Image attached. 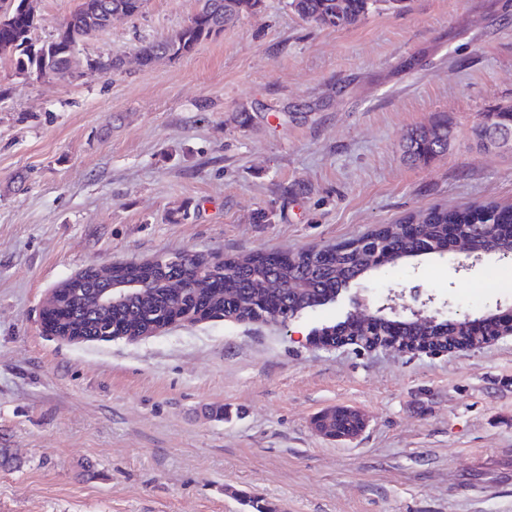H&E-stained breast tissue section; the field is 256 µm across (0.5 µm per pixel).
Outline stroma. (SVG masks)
Wrapping results in <instances>:
<instances>
[{
	"mask_svg": "<svg viewBox=\"0 0 512 512\" xmlns=\"http://www.w3.org/2000/svg\"><path fill=\"white\" fill-rule=\"evenodd\" d=\"M79 0H33L47 40ZM199 0H148L89 38L123 71L21 79L0 57V512H512V337L438 355L316 345L347 296L288 327L216 320L138 341L44 336L49 289L162 252L335 246L430 207L512 205V145L471 128L512 103V0H406L319 28L264 0L176 59L141 42ZM249 120H242L241 110ZM445 114L447 155L412 165ZM374 305L447 319L512 305V262L431 255L356 281ZM332 407L354 439L313 427ZM453 127L448 119H438L416 128L407 138L406 153L412 162L427 163L444 156L453 139Z\"/></svg>",
	"mask_w": 512,
	"mask_h": 512,
	"instance_id": "stroma-1",
	"label": "stroma"
}]
</instances>
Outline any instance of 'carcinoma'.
Returning a JSON list of instances; mask_svg holds the SVG:
<instances>
[{"label":"carcinoma","instance_id":"cac0c4a2","mask_svg":"<svg viewBox=\"0 0 512 512\" xmlns=\"http://www.w3.org/2000/svg\"><path fill=\"white\" fill-rule=\"evenodd\" d=\"M25 0H0V54L12 56L15 75L24 79H70L79 73V47L91 35L115 21L142 13L147 0H82L77 10L48 41L28 45L38 18ZM403 0H288L304 21L319 27L344 28L361 21L379 3L400 8ZM263 0H202L189 23L160 40L144 42L136 51L138 63L148 66L161 58H177L224 29L243 14L254 13ZM105 74L123 69L120 57L85 59ZM512 135V104H498L473 127L479 146L495 144L488 131ZM453 139V127L438 119L415 129L407 138L411 161L427 163L444 156ZM465 233L472 257L512 252V211L497 205L455 210L429 209L365 236L367 242L351 250L308 247L284 254L251 253L230 260L186 251L163 254L166 263H115L88 267L73 280L55 287L52 304L42 309L43 329L57 334L76 330L83 342H103L108 336H153L168 322L196 323L209 319L244 322L268 311L287 318L333 301L336 289L349 280L369 277L382 269L399 270L406 261L448 252L456 235ZM130 285L127 295L110 306L98 299L112 284ZM512 329V319H497L478 330L463 320L436 324L416 318L395 320L382 313L373 322L356 321L341 331L346 336L373 339H411L427 336L447 346L463 336L478 337ZM318 431L330 438L348 437L362 428L359 415L333 409L316 418ZM250 512H281L279 505L243 496Z\"/></svg>","mask_w":512,"mask_h":512}]
</instances>
